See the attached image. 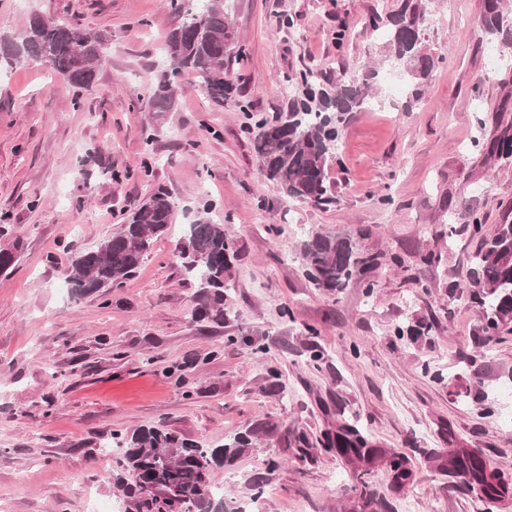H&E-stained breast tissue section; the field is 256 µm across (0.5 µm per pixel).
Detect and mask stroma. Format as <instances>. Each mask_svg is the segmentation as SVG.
Masks as SVG:
<instances>
[{
    "instance_id": "35a3bbf8",
    "label": "stroma",
    "mask_w": 512,
    "mask_h": 512,
    "mask_svg": "<svg viewBox=\"0 0 512 512\" xmlns=\"http://www.w3.org/2000/svg\"><path fill=\"white\" fill-rule=\"evenodd\" d=\"M400 0H230L242 55L236 97L218 103L183 76L170 112L148 107L166 69L174 17L165 0H0V36L33 14L109 39L82 96L47 64L0 73V512H136L134 478L101 450L113 435L162 424L208 448L252 429L258 438L210 482L227 512H512L443 469L473 451L512 483V334L476 343L472 296L478 239L512 216V158L479 142L512 127V66L478 33L482 0H436L424 30L442 58L420 99L347 115L328 176L334 203L288 200L264 180L247 129L286 117L288 77L358 71L382 46L369 21ZM293 18V27L281 24ZM344 26L346 38L334 32ZM154 141L145 145L144 130ZM119 180L104 177L105 168ZM173 224L120 287L60 289L72 257L111 236L157 188ZM223 225L239 253L223 323L192 319L197 284L175 245L188 224ZM355 234L376 256L372 295L315 288L301 266L310 229ZM431 324L418 340L397 327ZM356 421L381 448L403 453L411 485L393 489L382 463L322 448Z\"/></svg>"
}]
</instances>
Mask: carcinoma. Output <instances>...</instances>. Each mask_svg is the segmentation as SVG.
<instances>
[{
  "instance_id": "1",
  "label": "carcinoma",
  "mask_w": 512,
  "mask_h": 512,
  "mask_svg": "<svg viewBox=\"0 0 512 512\" xmlns=\"http://www.w3.org/2000/svg\"><path fill=\"white\" fill-rule=\"evenodd\" d=\"M226 0H204L200 9L186 6V0H169L176 17L168 30L163 52L169 63L153 87L149 107L169 112L175 104L183 72L196 75L201 89L214 101L222 102L233 91L226 80L235 55L228 45L236 34L228 21ZM435 0H401L399 8L386 18L373 17V27L382 31V63L400 66L411 87V97L420 96V86L437 69L439 59L424 43L423 27ZM480 31L512 50V19L503 0H484ZM106 36L81 33L69 24L35 16L17 36L0 38V67L22 59L48 64L77 90L90 88L97 76V64L104 54ZM376 70L355 74L350 79L319 80L311 70L294 78L303 94L294 99L286 119L260 131L254 140L262 174L275 183L289 199L314 205L335 200L334 184L328 180L330 162L341 139L345 115L368 103V90ZM489 153L512 157V134L504 130L489 144ZM473 235L481 236L475 256L477 298L485 308L486 322L479 328L478 341L490 342L505 328L512 333V222L490 235L482 234V221L475 213L461 214ZM173 204L168 192L159 188L130 213L121 228L93 250H81L72 259L65 283L77 295H95L121 283L143 262L155 239L172 224ZM185 272L198 285L193 317L224 320L225 292L231 287L230 270L237 257L234 242L224 225L199 221L188 225L177 246ZM301 256L308 280L317 288L341 291L351 285L364 288L370 296L375 288L368 278L372 257L361 253L353 235L336 236L312 229L301 243ZM256 431L248 429L220 448H203L160 426L139 427L116 443L119 464L135 475L136 484L127 494L138 500L146 512H179L188 503L194 512H224V500L214 499L208 487L209 475L253 445ZM329 447L350 460L371 462L385 458L395 488L413 479L407 458L377 448L357 427L344 424ZM448 469L471 478L484 496L499 501L512 491L500 472L481 457H448Z\"/></svg>"
}]
</instances>
